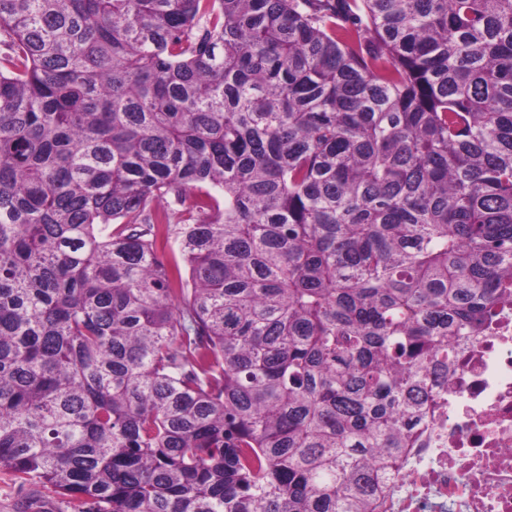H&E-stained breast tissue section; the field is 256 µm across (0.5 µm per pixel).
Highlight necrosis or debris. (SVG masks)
<instances>
[{"label":"necrosis or debris","instance_id":"4bbe7bcc","mask_svg":"<svg viewBox=\"0 0 512 512\" xmlns=\"http://www.w3.org/2000/svg\"><path fill=\"white\" fill-rule=\"evenodd\" d=\"M452 355L418 446L388 476L384 512H512V300Z\"/></svg>","mask_w":512,"mask_h":512}]
</instances>
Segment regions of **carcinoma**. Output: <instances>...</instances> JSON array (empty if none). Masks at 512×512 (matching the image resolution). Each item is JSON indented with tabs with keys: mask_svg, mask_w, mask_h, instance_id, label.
I'll return each mask as SVG.
<instances>
[{
	"mask_svg": "<svg viewBox=\"0 0 512 512\" xmlns=\"http://www.w3.org/2000/svg\"><path fill=\"white\" fill-rule=\"evenodd\" d=\"M0 36L20 512H382L512 298V0H0Z\"/></svg>",
	"mask_w": 512,
	"mask_h": 512,
	"instance_id": "obj_1",
	"label": "carcinoma"
}]
</instances>
